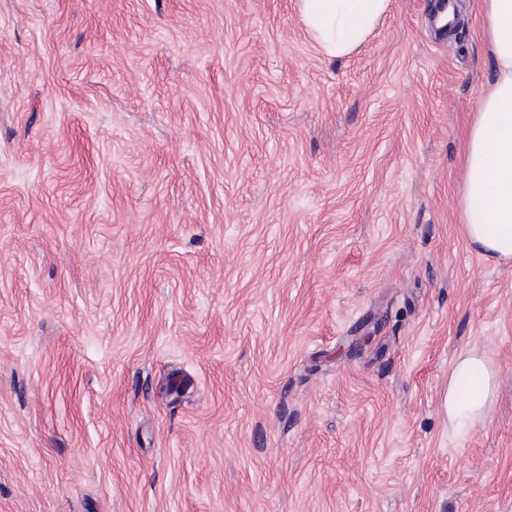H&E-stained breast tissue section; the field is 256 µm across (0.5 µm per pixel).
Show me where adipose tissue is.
<instances>
[{
    "label": "adipose tissue",
    "mask_w": 512,
    "mask_h": 512,
    "mask_svg": "<svg viewBox=\"0 0 512 512\" xmlns=\"http://www.w3.org/2000/svg\"><path fill=\"white\" fill-rule=\"evenodd\" d=\"M391 0H298L301 19L322 54L331 60L353 53L386 15ZM484 33L493 58V78L467 133L464 157V230L470 244L488 255L512 256V0H483ZM471 377L461 394L458 381ZM493 370L468 354L456 361L444 410L448 422H487Z\"/></svg>",
    "instance_id": "obj_1"
}]
</instances>
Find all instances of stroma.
<instances>
[{"label":"stroma","mask_w":512,"mask_h":512,"mask_svg":"<svg viewBox=\"0 0 512 512\" xmlns=\"http://www.w3.org/2000/svg\"><path fill=\"white\" fill-rule=\"evenodd\" d=\"M456 2L330 61L297 0H0V512H512ZM469 351L496 389L457 434ZM463 376H472L471 391L466 396L462 395L458 388V380ZM492 382L493 370L483 358L475 354L459 357L448 379V390L443 397L448 423L478 426L487 422Z\"/></svg>","instance_id":"35a3bbf8"}]
</instances>
